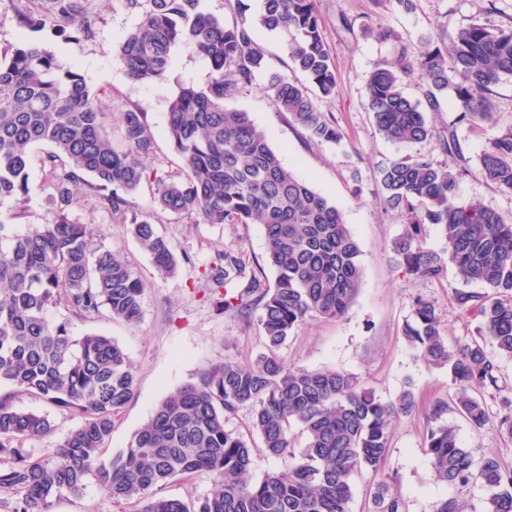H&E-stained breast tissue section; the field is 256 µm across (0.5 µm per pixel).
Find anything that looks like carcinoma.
Here are the masks:
<instances>
[{
    "instance_id": "1",
    "label": "carcinoma",
    "mask_w": 512,
    "mask_h": 512,
    "mask_svg": "<svg viewBox=\"0 0 512 512\" xmlns=\"http://www.w3.org/2000/svg\"><path fill=\"white\" fill-rule=\"evenodd\" d=\"M10 2L24 27L49 28L78 43L96 33L98 17L83 0H50L44 12L31 10L32 0ZM122 2L138 18L118 45L132 80L162 79L181 42L210 64L204 87L181 83L168 104L167 134L186 166L182 181L150 178L142 158L151 153L153 138L143 113L124 112L115 141L99 96L80 73L37 43L0 49V204L29 197V170L38 160L58 207L52 223L24 233L8 234L0 222V384L82 417L57 446L55 460L42 463L25 442L50 435V420L15 408L10 394L1 396L0 452L11 465L0 471V490L21 495L15 512H50L54 501L80 495L90 476L112 500L142 505L139 512H351L354 478L364 471L379 474L392 423L413 411L415 395L407 388L385 401L350 373L293 369L279 358L278 349L307 317L347 312L362 278L361 250L339 209L282 165L248 113L224 106L227 97L252 87L265 66L255 41L258 26L287 34L294 68L321 96H336L316 0H263L257 18L230 23L200 11L199 0ZM414 75L424 86L422 101L404 91L405 79ZM504 75H512V24L474 23L460 28L445 49L429 40L415 55L401 48L395 62L367 79L366 107L385 139L421 144L433 138L425 112L437 110L439 96L453 91L458 113L438 147L455 159L461 156L457 125L493 119L491 96ZM264 93L310 138L340 139L301 86L273 75ZM40 145L50 151L38 159ZM478 173L512 193V130L481 155ZM149 181L154 202L174 214L205 224L263 226L274 285L247 270L232 250L224 251L209 277L224 289V310H260L265 351L245 365L228 358L183 384L160 402L126 448L105 461L112 415L135 395V368L114 339L76 338L67 319L52 320L48 312L63 305L83 320L106 311L113 319L137 322L144 282L120 255L94 245L89 225L70 219L68 210L73 188L84 185L101 208L124 215L129 196ZM379 182L384 204L406 218L393 246L399 263L430 280L451 268L460 279L499 293L485 300L459 294L456 301L480 318L482 339L512 356V224L489 206L458 202L453 167L426 154L387 164ZM427 224L440 227L443 253L425 248ZM129 233L159 274H175L176 257L149 217H132ZM403 334L427 367L448 369L458 409L474 427H484L483 393L500 386L483 344L449 348L434 304L423 297L413 301ZM244 406L265 452L293 459L258 483L250 478L251 446L225 428V416ZM295 426L305 439L297 454L291 451ZM426 448L440 480H478L488 493V512H512V469L499 459H475L446 426L429 430ZM196 473L212 479L210 494L190 504L155 496L169 481ZM369 512H404L403 499L384 478L370 489Z\"/></svg>"
}]
</instances>
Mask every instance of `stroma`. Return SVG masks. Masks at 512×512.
<instances>
[{"instance_id": "stroma-1", "label": "stroma", "mask_w": 512, "mask_h": 512, "mask_svg": "<svg viewBox=\"0 0 512 512\" xmlns=\"http://www.w3.org/2000/svg\"><path fill=\"white\" fill-rule=\"evenodd\" d=\"M99 16L95 37L74 43L46 31L22 27L10 0H0V48L26 40L47 46L63 65L76 67L87 85L102 99L111 134H118L123 112H144L154 137V151L146 159L149 171L179 180L185 164L166 132L168 102L179 83L205 86L208 63L191 45H177L172 65L162 80L142 84L127 75L117 55L121 36L131 30L136 18L121 0H87ZM322 34L336 66L338 93L335 98L315 97L320 112L339 129V142L313 140L279 111L263 91L271 74L299 84L307 77L296 71L288 58V37L260 31L258 42L265 51L267 68L257 75L253 87L225 99L226 107L249 114L261 128L269 145L279 153L283 165L293 170L342 213L345 224L361 248L362 279L355 300L338 319L307 318L280 347L278 354L289 366L306 370L336 369L353 374L383 399L391 400L411 388L417 405L399 416L393 425L391 447L382 474L392 490L405 502V512H434L444 499L455 500L460 512H486L487 495L479 482L450 485L439 480L425 448L428 430L445 425L455 430L462 447L475 458L497 457L512 468V436L500 432L507 415L504 401L512 400V358L495 347L486 352L498 368L500 391L485 396L491 420L481 429L473 427L456 407L457 388L444 369L429 368L410 351L402 333L416 297L431 301L439 315L449 347L468 343L480 336V320L462 310L458 294L492 296L491 288L466 283L455 273L440 280H426L399 265L393 242L405 227L400 212L388 209L382 200L378 170L387 162L416 152L434 160L443 155L435 141L446 133L458 103L454 93L440 96L436 111L427 121L434 140L413 146L384 139L366 110V80L378 66L395 61L400 48L417 52L424 41L446 46L461 27L474 22L501 25L512 20V0H500L499 12L488 10V0H417L413 12H404L395 0L374 4L373 0H317ZM389 30L388 39L376 36L377 28ZM496 120L462 125L457 135L463 157V173L457 180L458 202H477L494 208L512 223V194L500 190L478 173L481 154L490 142L512 128V76L502 78L492 97ZM33 192L24 202L23 222L12 220L13 201L0 205V221L12 231L53 221L55 192L41 166H33ZM71 219L91 225L94 241L119 252L145 284L142 314L129 324L109 317L84 321L70 317L68 310L51 309L50 317L69 318L73 336L101 334L115 339L136 368L133 400L113 417L112 436L104 457L126 448L132 434L150 417L155 407L184 383L230 357L252 361L264 349L258 311L238 315L223 311L219 296L208 277L224 250L238 253L248 269L260 272L267 281L275 276L265 262L266 240L258 224H203L197 219L161 210L153 200L150 185L131 197L132 213L148 215L159 234L171 243L178 260L174 275H160L150 257L129 233V215L120 216L99 207L84 188L75 191ZM17 408L48 415L53 433L30 442L35 460L49 462L58 444L78 427L80 415L56 409L45 400L21 395ZM444 405L433 416L434 405ZM133 504L113 502L96 479H88L82 495L56 501L51 512H135Z\"/></svg>"}]
</instances>
